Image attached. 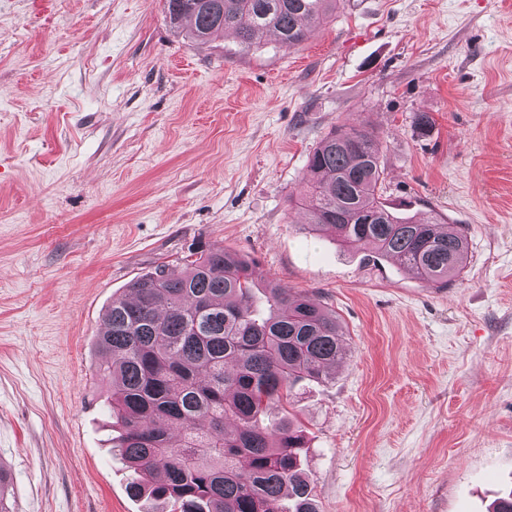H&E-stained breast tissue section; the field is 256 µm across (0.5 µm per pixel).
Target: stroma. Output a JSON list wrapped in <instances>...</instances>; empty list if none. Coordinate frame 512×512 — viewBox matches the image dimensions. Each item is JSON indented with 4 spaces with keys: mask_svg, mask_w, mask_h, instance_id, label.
<instances>
[{
    "mask_svg": "<svg viewBox=\"0 0 512 512\" xmlns=\"http://www.w3.org/2000/svg\"><path fill=\"white\" fill-rule=\"evenodd\" d=\"M432 119L421 134L420 114ZM467 236L447 287L292 206L328 132ZM208 244L328 307L345 357L291 416L320 512L512 494V0H344L300 45L192 43L163 0H0V464L11 512H146L112 453L100 320Z\"/></svg>",
    "mask_w": 512,
    "mask_h": 512,
    "instance_id": "1",
    "label": "stroma"
}]
</instances>
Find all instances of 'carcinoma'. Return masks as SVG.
<instances>
[{
	"label": "carcinoma",
	"instance_id": "cac0c4a2",
	"mask_svg": "<svg viewBox=\"0 0 512 512\" xmlns=\"http://www.w3.org/2000/svg\"><path fill=\"white\" fill-rule=\"evenodd\" d=\"M343 0H164L171 28L193 42L236 32L247 47L275 36L305 41ZM307 224L347 246L371 248L417 278L448 286L466 235L437 216L389 209L379 193L381 143L365 126L335 129L308 157ZM253 259L208 245L184 271L161 265L112 300L98 339L112 377L114 447L130 493L174 512H319L302 467L305 440L260 414L299 380H320L345 355L336 316L274 282L256 307Z\"/></svg>",
	"mask_w": 512,
	"mask_h": 512
}]
</instances>
